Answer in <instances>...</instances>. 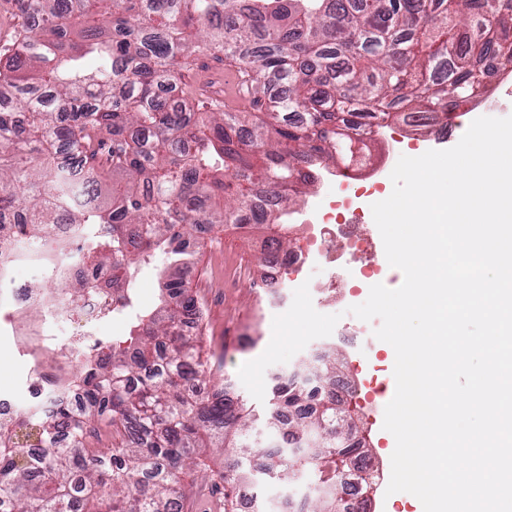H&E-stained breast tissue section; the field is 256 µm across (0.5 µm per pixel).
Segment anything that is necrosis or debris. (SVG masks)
<instances>
[{
  "instance_id": "obj_1",
  "label": "necrosis or debris",
  "mask_w": 512,
  "mask_h": 512,
  "mask_svg": "<svg viewBox=\"0 0 512 512\" xmlns=\"http://www.w3.org/2000/svg\"><path fill=\"white\" fill-rule=\"evenodd\" d=\"M362 229L360 214L338 213L329 195L321 194L304 220L308 250L288 256L272 254L264 273L266 282L284 283L292 290L305 283L324 303L346 307L345 275L335 274L326 284L319 276L325 265L336 261L329 250L331 242L342 239L359 248ZM84 240L83 228L76 224L49 225L42 246L29 240L21 224L9 225L7 235L0 236V336L27 358L20 383L0 391V433L34 414L49 417L54 398L73 391L78 367L111 343L105 328L113 301L101 287L112 271H94L82 264L77 249ZM28 269L51 275L54 289L42 293L30 288L21 276ZM78 277L84 278L86 286L76 294L70 283Z\"/></svg>"
}]
</instances>
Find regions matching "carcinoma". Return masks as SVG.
Here are the masks:
<instances>
[{
    "label": "carcinoma",
    "mask_w": 512,
    "mask_h": 512,
    "mask_svg": "<svg viewBox=\"0 0 512 512\" xmlns=\"http://www.w3.org/2000/svg\"><path fill=\"white\" fill-rule=\"evenodd\" d=\"M20 23L0 67V225L85 224L81 260L112 267L115 312L130 320L81 369L75 401L24 434L53 448L0 445V512H181L176 478L207 471L224 512L263 476L308 473L300 512H353L344 472L369 457L336 394L327 352L281 375L263 413L281 445L263 450L243 398L193 399L187 384L226 390L178 322L203 306L178 278L181 239L245 224L260 195L276 247V211L312 181L317 161L370 158L375 120L445 116L512 72V0H16ZM236 66L251 111L198 97L184 72L198 57ZM162 254L160 303L135 308L132 265ZM112 423V447L86 448L87 417ZM224 455L210 469L200 449Z\"/></svg>",
    "instance_id": "carcinoma-1"
}]
</instances>
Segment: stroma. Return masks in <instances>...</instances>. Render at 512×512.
I'll return each instance as SVG.
<instances>
[{
	"instance_id": "stroma-1",
	"label": "stroma",
	"mask_w": 512,
	"mask_h": 512,
	"mask_svg": "<svg viewBox=\"0 0 512 512\" xmlns=\"http://www.w3.org/2000/svg\"><path fill=\"white\" fill-rule=\"evenodd\" d=\"M366 234L371 242L367 258L379 273L367 278L359 263L350 264L348 295L353 305L366 300L372 285L381 283L391 289L400 285L398 276L388 272L376 224H367ZM259 253L258 243L217 225L205 234L202 245L190 249L180 272L190 294L202 298L212 328L200 343L202 363L219 370L231 392L244 398L249 392L238 377V368L265 351L272 336V320L282 312L281 307L266 305L264 291L256 281L261 271ZM334 351L341 377L356 390L353 403L358 408L359 426L368 435L371 456L378 470L390 472L395 443L383 428L389 398L381 393L382 388L393 385L394 359L388 345L376 339L358 352L340 345Z\"/></svg>"
}]
</instances>
